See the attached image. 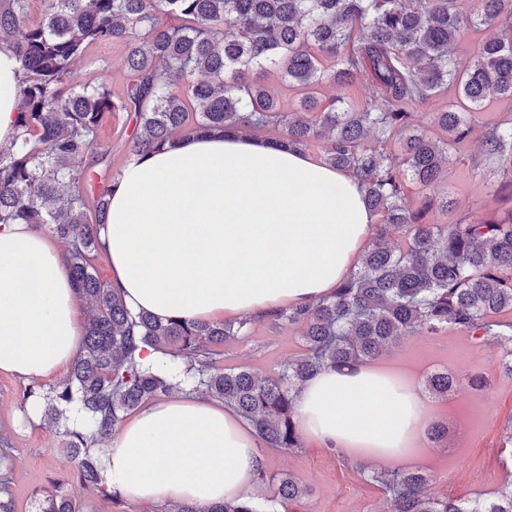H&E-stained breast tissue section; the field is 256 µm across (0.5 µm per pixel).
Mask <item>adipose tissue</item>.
I'll list each match as a JSON object with an SVG mask.
<instances>
[{
	"label": "adipose tissue",
	"mask_w": 512,
	"mask_h": 512,
	"mask_svg": "<svg viewBox=\"0 0 512 512\" xmlns=\"http://www.w3.org/2000/svg\"><path fill=\"white\" fill-rule=\"evenodd\" d=\"M22 74L0 42V143L16 141ZM377 215L358 181L302 151L243 133L198 134L132 157L112 184L101 239L134 311L218 323L331 295ZM84 298L50 234L0 224V372L46 380L73 360ZM299 431L324 448L411 460L430 410L409 374L327 369L294 395ZM255 430L197 396L145 405L113 435L107 481L139 503L237 502L259 488Z\"/></svg>",
	"instance_id": "1"
}]
</instances>
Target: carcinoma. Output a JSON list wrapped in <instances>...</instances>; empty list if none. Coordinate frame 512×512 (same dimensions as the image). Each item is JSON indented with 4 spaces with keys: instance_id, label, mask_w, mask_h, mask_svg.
<instances>
[{
    "instance_id": "cac0c4a2",
    "label": "carcinoma",
    "mask_w": 512,
    "mask_h": 512,
    "mask_svg": "<svg viewBox=\"0 0 512 512\" xmlns=\"http://www.w3.org/2000/svg\"><path fill=\"white\" fill-rule=\"evenodd\" d=\"M459 0H45L29 21L26 0H0V41L14 44L22 71L20 144L0 146V222L34 224L68 243L66 262L90 304L79 353L68 375L32 384L24 402L60 425L68 439L66 467L80 486L116 505L107 484L112 432L148 399L202 393L251 423L268 448L302 447L293 410L300 384L326 368L354 369L414 334L449 330L491 346L512 340V208L488 218L465 215L430 224L434 202L408 200L411 189L445 181L450 149L469 141L472 111L492 98H512V0H477L463 17ZM491 32L463 61L461 27ZM125 47L124 95H112L99 66L74 88L72 67L89 48ZM271 74L276 84L261 81ZM367 83L361 106L319 101L324 81ZM454 89L462 109L433 113L435 133L414 124L416 103ZM114 112L135 127L129 154L138 156L199 132L249 133L283 127L282 143L304 150L325 142V161L350 173L367 207L383 217L359 268L334 293L307 307L267 318L299 325L305 351L273 376L224 367V345L247 335L236 323L161 321L134 312L98 274L100 232L109 217L116 173L97 136ZM97 168L91 179L86 158ZM512 166V118L483 134L474 172ZM399 231V243L389 233ZM182 367L146 365L148 349ZM461 379L445 370L426 388L446 395ZM392 512H512V483L495 499L462 501L428 494L420 470L365 469ZM9 474H0V512H17ZM310 489L281 478L277 494L199 505L169 504L162 512H291ZM35 512H83L63 491L48 492Z\"/></svg>"
}]
</instances>
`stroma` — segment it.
Masks as SVG:
<instances>
[{
	"mask_svg": "<svg viewBox=\"0 0 512 512\" xmlns=\"http://www.w3.org/2000/svg\"><path fill=\"white\" fill-rule=\"evenodd\" d=\"M512 115V100L494 99L478 112L471 140L455 152L457 160L447 181L431 185L427 195L455 201L452 212L433 209L428 220L449 224L457 216L485 217L512 206V198L497 193L496 184L512 179V167L487 177L474 175L469 158L482 150L487 124ZM135 120L127 113H114L98 134L97 143L107 150L113 168L128 161V143ZM302 329L297 325L278 326L267 320L253 321L248 335L224 348V364L245 366L262 376L302 353ZM384 363L408 367L418 391L425 392L427 378L451 370L463 376L480 374L489 382L483 394L463 387L446 396L427 394L426 401L436 420L447 423L448 441L425 444L419 449L416 468L430 476L429 491L436 497L488 499L512 476V462L503 454L502 444L512 433V379L499 364L498 348L475 347L459 331L432 337L415 335L391 346ZM24 380L0 372V434L9 437L11 449L4 463L10 491L26 512L33 496L61 487L82 501L85 512H108V504L84 490L63 465L65 438L43 422H26L23 417ZM265 478L255 496L263 503L273 497L277 480L290 475L310 487L311 494L297 512H389L382 491L365 481L358 469L363 462L347 454L305 442L302 448L285 453L261 448Z\"/></svg>",
	"mask_w": 512,
	"mask_h": 512,
	"instance_id": "stroma-1",
	"label": "stroma"
}]
</instances>
